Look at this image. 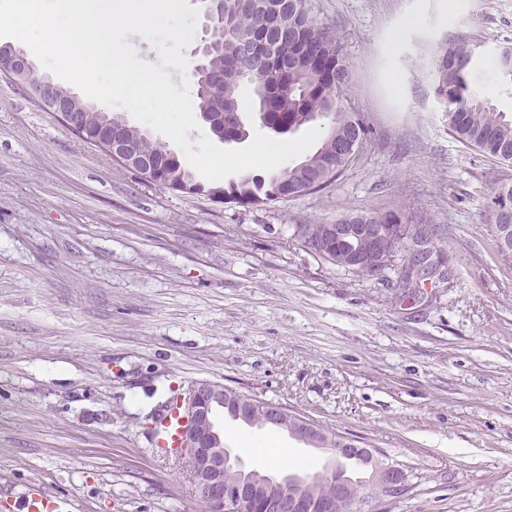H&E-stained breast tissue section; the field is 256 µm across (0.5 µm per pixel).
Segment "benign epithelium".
<instances>
[{
	"label": "benign epithelium",
	"mask_w": 512,
	"mask_h": 512,
	"mask_svg": "<svg viewBox=\"0 0 512 512\" xmlns=\"http://www.w3.org/2000/svg\"><path fill=\"white\" fill-rule=\"evenodd\" d=\"M206 38L200 49L207 55L212 46L223 41L224 32L213 25L212 16L205 15ZM5 66L0 72L15 84L29 91L33 101L55 113L75 136L99 148L114 161L128 168L140 162L141 157L112 125H101L93 136L86 137L91 119L89 109L81 100L46 76L31 81L28 75L35 66L20 48L8 46L0 52ZM405 234L404 224H302L300 237L307 249L317 254L324 240L336 246V263L365 276L380 273L376 255L386 247L392 233ZM355 240L371 244L365 251L346 249ZM255 398L237 393L212 383H196L185 396V427L181 437L180 457L185 460L195 489V496L209 506V512H336V502L347 504L349 512H381V505L407 495L412 489L406 471L397 464L375 457L369 448L357 440L341 437L314 421L276 405H267L265 425L288 432L295 439L313 448L328 451L331 458L324 472L336 478V498L318 501L291 473L278 476L263 474L244 466L242 459L224 447V432L217 424V415L226 413L231 419L250 423ZM365 457L364 466L370 469V481L384 494L379 499H352L349 497L350 478L341 467L344 459Z\"/></svg>",
	"instance_id": "benign-epithelium-1"
}]
</instances>
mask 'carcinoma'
Segmentation results:
<instances>
[{
    "label": "carcinoma",
    "mask_w": 512,
    "mask_h": 512,
    "mask_svg": "<svg viewBox=\"0 0 512 512\" xmlns=\"http://www.w3.org/2000/svg\"><path fill=\"white\" fill-rule=\"evenodd\" d=\"M265 0H223L215 16L224 27V47L215 49L204 60V73L195 81L198 109L217 119L211 126L220 139L233 142L246 136L238 95L239 86H252L253 107L273 123L297 128L320 118L331 119L320 147L304 161L287 167L269 178L244 179L226 187H206L185 170L168 147L141 130L125 128L134 140L138 154L162 165L161 178L172 184H187L196 194L221 195L224 200L243 206L300 196L320 189L348 164L345 152L350 144L361 145L367 126L343 96L348 66L336 35L319 26L309 0H279L276 13L263 7ZM251 40L250 52L240 53L237 36ZM472 50L466 46L441 48L432 61L434 91L448 112V128L466 144L507 162L512 160V119L475 97L468 83ZM498 70L512 81V47L497 53ZM224 77V96L205 90L204 82ZM512 209V182L496 187L491 194L490 212ZM348 224H400L395 212L351 213L342 216ZM301 481L316 493H333L332 483L321 473H302ZM355 498L379 496L378 489L361 478H351Z\"/></svg>",
    "instance_id": "1"
}]
</instances>
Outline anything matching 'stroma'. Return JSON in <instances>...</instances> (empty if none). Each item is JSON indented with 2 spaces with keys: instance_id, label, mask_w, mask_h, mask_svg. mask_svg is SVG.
<instances>
[{
  "instance_id": "obj_1",
  "label": "stroma",
  "mask_w": 512,
  "mask_h": 512,
  "mask_svg": "<svg viewBox=\"0 0 512 512\" xmlns=\"http://www.w3.org/2000/svg\"><path fill=\"white\" fill-rule=\"evenodd\" d=\"M369 129L326 187L243 207L173 193L78 140L0 75V512L31 485L77 512H202L153 414L198 381L375 448L415 485L387 512H512V254L486 208L512 167L460 142L434 94L440 47L474 46L471 91L512 117L495 66L512 0H311ZM401 213L430 230L406 294L400 252L368 277L307 251L301 224ZM268 470L325 450L220 417Z\"/></svg>"
}]
</instances>
